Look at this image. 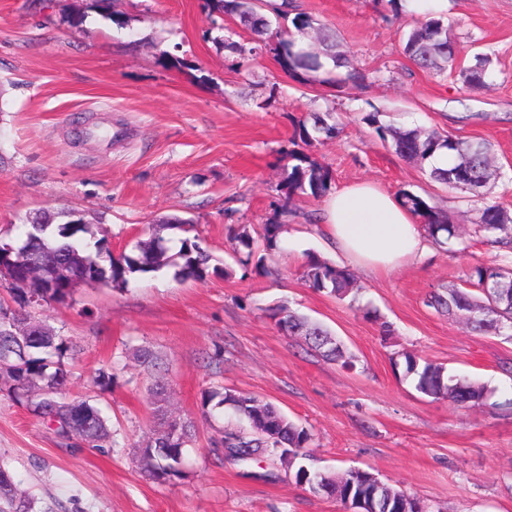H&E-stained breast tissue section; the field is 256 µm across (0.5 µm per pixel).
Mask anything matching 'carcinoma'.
<instances>
[{
  "instance_id": "obj_1",
  "label": "carcinoma",
  "mask_w": 512,
  "mask_h": 512,
  "mask_svg": "<svg viewBox=\"0 0 512 512\" xmlns=\"http://www.w3.org/2000/svg\"><path fill=\"white\" fill-rule=\"evenodd\" d=\"M290 0L271 10L275 20L263 14L262 0H202L201 8L207 17L224 16L250 30L256 46L245 48L234 42L227 47L239 52L241 65L249 62L264 49L272 54L281 69L300 82L316 81L338 88L351 82L361 84L365 75L356 72L341 74L344 67L340 54L339 36L331 28L315 22L309 15L290 13ZM403 53L423 70L458 73L463 85L470 90L486 87L491 60L476 53L474 63L464 66L458 59V40L450 24L429 14L415 20L401 36ZM363 120L373 127L379 138L392 141V148L402 158L430 162L429 178L450 189L467 192L481 199L479 224L475 231L485 232L491 242L512 251V216L498 202L489 199L485 188L499 177V169L491 145L464 137L432 133L421 134L415 129L397 130L380 122L379 113L369 112ZM342 133L341 124L331 112H310L294 125L291 144L310 147L323 139H335ZM448 153V163L433 162L436 152ZM284 159L287 175L283 189L288 207L302 195H324L331 184V173L308 154L291 149ZM401 201L415 216L432 240L451 239L458 228L441 210L420 195L405 191ZM163 230L188 232L181 224H160L151 239L136 246L132 253L114 255L107 241L95 237L90 224H30L26 228L30 252L25 262L0 268V285L10 289L16 308L0 303V361L4 390L16 401H24L28 410L54 427L56 435L66 441H83L100 447L109 436L108 419L100 408L86 401L70 400L63 395L69 379L66 360L76 355L73 344L37 325L30 323L21 331L9 320L25 310V281L28 265H48L60 259L71 263L78 278L97 279L114 289L128 285L139 274L158 271L180 259L176 276L181 280H201L208 273L209 254L198 237L179 239L177 253L168 255V240ZM302 276L309 286L326 290L339 299L353 291L351 276L342 267L308 256ZM466 283L477 293L457 287L438 288L429 293L426 305L436 312L458 319L473 331L503 335L512 332V265H477L468 274ZM75 289L64 286L44 289L42 302L65 304ZM277 324L286 325L288 335L302 340L322 359L353 366L336 336L322 323L305 315L279 309L273 312ZM406 372L415 379V388L434 400L447 399L461 406L484 404V386L457 378L444 366L426 361L419 364L416 357L403 353ZM201 405L206 413L232 409L240 426L224 430L212 440V451L225 462L248 468L264 458L280 463L299 485L313 493L346 501L358 495L371 502L370 512H397L402 492L378 478L361 481L348 470L338 476L315 466L307 451L309 434L273 404L255 396L226 389L220 393L206 391ZM176 434L169 432L166 423L154 430L151 440L135 450L141 475L158 484L169 483L185 476V452L192 441L193 426L179 419ZM0 512H37L35 501L17 487L8 470L0 467Z\"/></svg>"
}]
</instances>
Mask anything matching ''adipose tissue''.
Returning <instances> with one entry per match:
<instances>
[{
	"mask_svg": "<svg viewBox=\"0 0 512 512\" xmlns=\"http://www.w3.org/2000/svg\"><path fill=\"white\" fill-rule=\"evenodd\" d=\"M322 232L351 265L370 273L394 271L429 253L413 214L399 199L368 181L327 197Z\"/></svg>",
	"mask_w": 512,
	"mask_h": 512,
	"instance_id": "ef3b65f1",
	"label": "adipose tissue"
}]
</instances>
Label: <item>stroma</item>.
Wrapping results in <instances>:
<instances>
[{
  "label": "stroma",
  "instance_id": "35a3bbf8",
  "mask_svg": "<svg viewBox=\"0 0 512 512\" xmlns=\"http://www.w3.org/2000/svg\"><path fill=\"white\" fill-rule=\"evenodd\" d=\"M292 3L336 28L364 86L300 83L267 53L236 70L199 0H115L109 19L92 0H0V232L14 239L35 213L77 210L118 254L151 226L189 220L219 269L184 282L167 266L121 290L84 286L69 303L27 308L76 345L65 395L100 406L111 431L100 451L62 441L0 392V466L54 512H344L292 476L264 479L269 460L246 471L214 454L227 421L206 418L200 399L224 387L308 429L320 468L365 469L431 512H512V340L425 304L502 253L474 234L478 205L467 193L431 182L425 165L396 155L361 120L376 112L386 124L490 142L502 172L492 196L512 212V0H449L442 15L469 52L491 58L492 84L476 92L404 55L411 18L393 16L386 0ZM309 112L334 113L343 127L308 150L329 168L332 189L369 180L413 192L461 235L390 273L352 268L355 295L309 287L308 255L344 263L318 229L322 199L282 208L280 159ZM270 223L285 231L276 244L246 252L230 237ZM279 306L326 325L353 367L306 353L270 318ZM137 347L152 350L158 368L140 367ZM406 351L484 384V405L419 393ZM101 368L114 375L106 391L91 381ZM159 380L174 414L196 429L186 478L166 484L142 477L133 455L154 427Z\"/></svg>",
  "mask_w": 512,
  "mask_h": 512
}]
</instances>
